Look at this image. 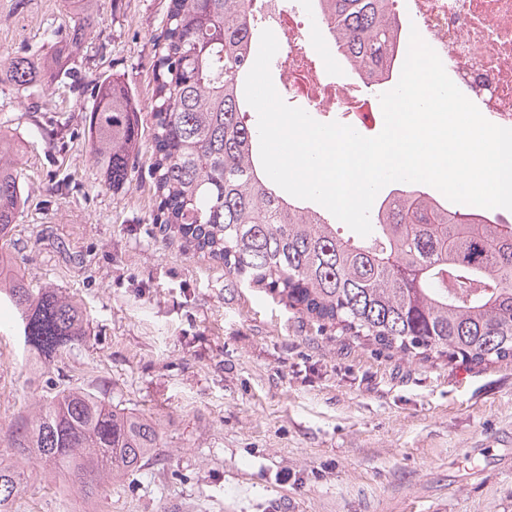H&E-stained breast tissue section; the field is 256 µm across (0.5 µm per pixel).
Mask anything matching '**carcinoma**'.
I'll return each instance as SVG.
<instances>
[{
	"instance_id": "cac0c4a2",
	"label": "carcinoma",
	"mask_w": 512,
	"mask_h": 512,
	"mask_svg": "<svg viewBox=\"0 0 512 512\" xmlns=\"http://www.w3.org/2000/svg\"><path fill=\"white\" fill-rule=\"evenodd\" d=\"M80 3L71 38L48 55L0 64V81L26 88L64 70L92 18ZM325 30L363 83L394 80L402 37L391 0H319ZM156 46L151 176L155 222L195 250L279 297L325 331L427 360L490 365L512 359V224L452 206L415 183L394 182L372 211L374 238L339 233L322 210L282 193L266 175L242 81L255 59L252 0H172ZM87 136L105 184L127 181L139 147L137 108L120 78L94 86ZM0 134V239L8 240L22 194ZM0 301L16 315L32 355L52 360L82 342L85 315L70 298L14 279ZM0 453V512L27 491L24 463L41 460L88 501L156 453L152 421L119 412L82 388L46 395L18 417Z\"/></svg>"
}]
</instances>
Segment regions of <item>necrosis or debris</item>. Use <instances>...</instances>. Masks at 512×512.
<instances>
[{
	"label": "necrosis or debris",
	"instance_id": "obj_1",
	"mask_svg": "<svg viewBox=\"0 0 512 512\" xmlns=\"http://www.w3.org/2000/svg\"><path fill=\"white\" fill-rule=\"evenodd\" d=\"M406 15L444 68L490 122L512 128V0H406ZM318 17L316 0L272 7L260 0L254 15L275 34L286 67L283 95L311 112L336 105L344 124L364 131L377 122L369 100L352 96L344 76L326 77L332 56L324 32L307 38L299 15Z\"/></svg>",
	"mask_w": 512,
	"mask_h": 512
}]
</instances>
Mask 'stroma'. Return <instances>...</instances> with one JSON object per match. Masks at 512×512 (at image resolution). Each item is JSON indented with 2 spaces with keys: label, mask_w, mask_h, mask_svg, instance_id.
Segmentation results:
<instances>
[{
  "label": "stroma",
  "mask_w": 512,
  "mask_h": 512,
  "mask_svg": "<svg viewBox=\"0 0 512 512\" xmlns=\"http://www.w3.org/2000/svg\"><path fill=\"white\" fill-rule=\"evenodd\" d=\"M171 0H93L67 74L0 83L23 204L15 272L87 316L83 342L34 362L0 306V440L40 396L82 387L157 423L162 446L96 512H512V360H420L317 332L265 289L155 224L153 69ZM75 0H0V61L51 51ZM121 75L140 150L105 185L86 137L92 87ZM15 512H85L29 462Z\"/></svg>",
  "instance_id": "35a3bbf8"
}]
</instances>
